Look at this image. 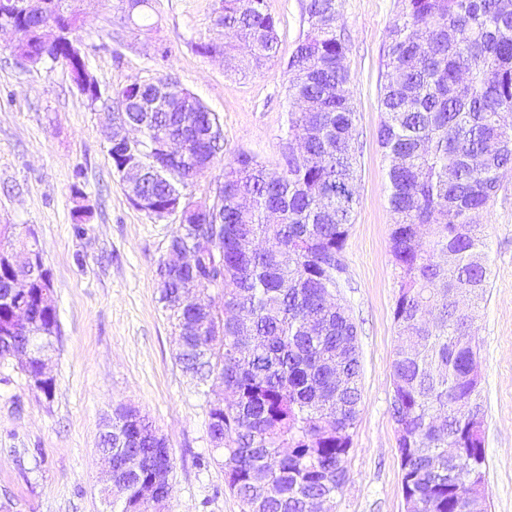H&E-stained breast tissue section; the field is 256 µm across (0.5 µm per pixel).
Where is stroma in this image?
<instances>
[{"instance_id":"1","label":"stroma","mask_w":512,"mask_h":512,"mask_svg":"<svg viewBox=\"0 0 512 512\" xmlns=\"http://www.w3.org/2000/svg\"><path fill=\"white\" fill-rule=\"evenodd\" d=\"M349 91L356 110L357 202L338 296L357 327L361 403L332 512H405L391 363L401 345L399 279L389 247L387 166L378 143L389 28L398 0H341ZM279 61L230 72L198 53L223 41L219 0H148L139 24L120 0H73L76 36L103 95L136 80L175 78L221 122L224 151L185 195L210 197L225 162L246 151L266 165L286 136L284 63L303 30L302 0H266ZM0 37V230L35 236L51 273L60 337L48 352L52 397L24 375L0 383V512H104L96 448L106 414L132 405L173 457L168 512H244L208 435L200 382L176 358V320L159 300L156 268L178 227L135 207L112 168L110 119L59 64L20 63ZM88 212L83 234L73 214ZM490 279L476 313L488 512H512V173L479 217Z\"/></svg>"}]
</instances>
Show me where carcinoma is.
<instances>
[{
  "mask_svg": "<svg viewBox=\"0 0 512 512\" xmlns=\"http://www.w3.org/2000/svg\"><path fill=\"white\" fill-rule=\"evenodd\" d=\"M228 40L197 45L200 54L238 55L257 71L277 54L276 21L265 0H220ZM303 32L288 59V138L304 133V157L281 154L276 171L240 152L224 165L220 220L196 225L214 252L188 258L178 269L159 261L162 300L177 321H200L202 311L183 288H218L234 316L224 320L217 347L202 331L178 340L176 356L191 372L224 384V407L209 409L208 429L224 434L215 449L244 512H309L333 499L346 481V457L361 402L357 328L341 302L323 291L336 283L355 205V110L348 89L347 46L341 38V0H304ZM19 32L43 26L35 13H18ZM378 142L388 161L390 251L400 291L394 308L400 348L391 365L392 410L401 413L407 455L405 492L422 512H474L475 477L484 476V438L468 429L481 413L480 385L469 376L478 354L474 314L456 305L459 289L483 299L490 275L483 225L512 165V0H400L388 34ZM127 110L141 139L157 140L192 123L194 134L177 169L143 191V208H166L223 151L218 116L178 82L159 77L141 87ZM451 253V263L442 256ZM31 280L23 300L30 332L50 344L59 333L56 308L42 304L51 274ZM112 461L136 454L142 471L116 481L120 512H147L140 486L168 463L166 439L140 411L112 410Z\"/></svg>",
  "mask_w": 512,
  "mask_h": 512,
  "instance_id": "cac0c4a2",
  "label": "carcinoma"
}]
</instances>
